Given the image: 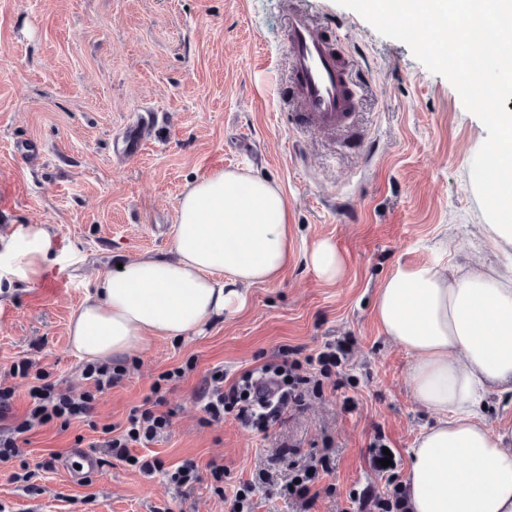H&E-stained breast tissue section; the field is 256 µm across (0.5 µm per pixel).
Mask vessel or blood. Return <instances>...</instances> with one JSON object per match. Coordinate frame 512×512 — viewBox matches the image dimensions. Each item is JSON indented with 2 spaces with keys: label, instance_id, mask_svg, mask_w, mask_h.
Masks as SVG:
<instances>
[{
  "label": "vessel or blood",
  "instance_id": "1",
  "mask_svg": "<svg viewBox=\"0 0 512 512\" xmlns=\"http://www.w3.org/2000/svg\"><path fill=\"white\" fill-rule=\"evenodd\" d=\"M286 53L290 96L299 123L326 132H342L359 104L344 52L331 48L324 30L302 10L291 9Z\"/></svg>",
  "mask_w": 512,
  "mask_h": 512
}]
</instances>
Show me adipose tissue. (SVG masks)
I'll use <instances>...</instances> for the list:
<instances>
[{
	"label": "adipose tissue",
	"instance_id": "obj_1",
	"mask_svg": "<svg viewBox=\"0 0 512 512\" xmlns=\"http://www.w3.org/2000/svg\"><path fill=\"white\" fill-rule=\"evenodd\" d=\"M410 19L438 34L434 53L460 48L469 92L489 104L494 131L480 188L491 209L485 233L508 255L494 271L478 259L450 267L397 263L382 280L374 316L413 359L410 390L435 420L409 450L407 512H512V418L489 421L491 398L512 400V0H402ZM494 37L461 39L458 18ZM61 252L50 224L0 236V278L39 280ZM294 256L287 201L278 185L219 170L186 184L169 258L143 256L102 274L69 323L80 359L130 356L152 337L180 338L213 315L243 307L247 290L276 282Z\"/></svg>",
	"mask_w": 512,
	"mask_h": 512
}]
</instances>
